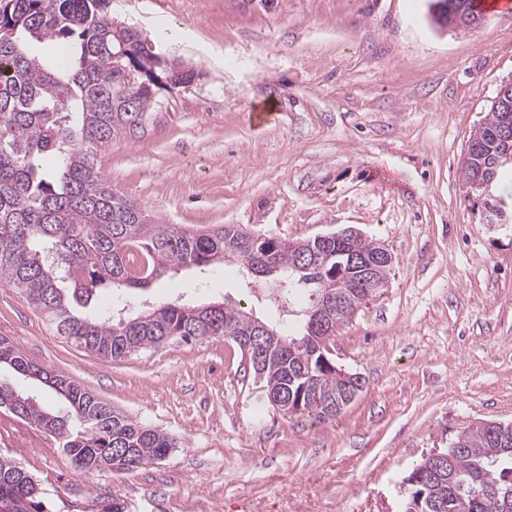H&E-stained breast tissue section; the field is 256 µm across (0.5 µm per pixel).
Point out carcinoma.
Listing matches in <instances>:
<instances>
[{
    "instance_id": "1",
    "label": "carcinoma",
    "mask_w": 512,
    "mask_h": 512,
    "mask_svg": "<svg viewBox=\"0 0 512 512\" xmlns=\"http://www.w3.org/2000/svg\"><path fill=\"white\" fill-rule=\"evenodd\" d=\"M446 22L459 9L481 18V0H442ZM108 0H0V280L17 288L57 335L106 359H121L171 339H235L256 330L261 366L250 365L266 396L285 415L308 412L326 422L347 407L346 383L336 376L327 340L336 327L376 297L379 288L353 258L370 257L374 242L360 236L318 246L255 235L241 224L201 234L151 224L142 210L112 190L99 155L120 131H133L158 90L197 75L177 59L144 51L132 26L115 29ZM54 42L41 56L36 46ZM501 106L491 103L470 136L463 180L492 168L490 183L509 176L500 148ZM55 168L43 166V158ZM268 259L254 279L268 318L241 306L219 305L205 315L168 302L114 318L106 300L92 316L79 308L102 287L144 289L184 267L221 262L241 267ZM341 284L345 307L326 329L312 330L310 312L322 293ZM37 379L58 398L44 408L18 389L0 391V408L60 440L69 461L111 457L117 450L139 468L167 456L175 438L118 412L66 376L28 363L0 338V363ZM448 464L427 455L409 473L401 512H512V428L468 425L449 443ZM39 484L0 457V512H42Z\"/></svg>"
}]
</instances>
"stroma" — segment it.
<instances>
[{"instance_id": "35a3bbf8", "label": "stroma", "mask_w": 512, "mask_h": 512, "mask_svg": "<svg viewBox=\"0 0 512 512\" xmlns=\"http://www.w3.org/2000/svg\"><path fill=\"white\" fill-rule=\"evenodd\" d=\"M107 15L201 74L113 137L98 159L113 189L190 230L298 241L353 226L394 266L329 342L363 389L325 424L274 408L230 339L106 360L2 285L0 336L177 446L128 473L79 472L56 438L0 409V455L38 480L44 512H399L423 455L464 426L512 422V233L481 223L460 176L512 78V16L440 33L428 0H109ZM176 28L182 39L161 41ZM251 289L229 263L126 296L264 315Z\"/></svg>"}]
</instances>
